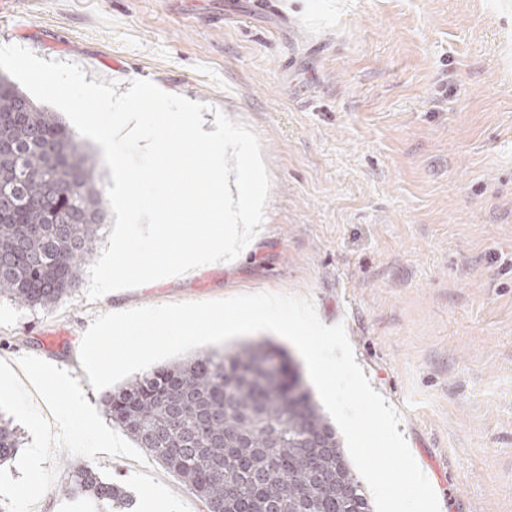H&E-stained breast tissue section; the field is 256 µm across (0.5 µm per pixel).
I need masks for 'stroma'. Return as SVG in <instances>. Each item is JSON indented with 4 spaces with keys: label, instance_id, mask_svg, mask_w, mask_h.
Returning a JSON list of instances; mask_svg holds the SVG:
<instances>
[{
    "label": "stroma",
    "instance_id": "1",
    "mask_svg": "<svg viewBox=\"0 0 512 512\" xmlns=\"http://www.w3.org/2000/svg\"><path fill=\"white\" fill-rule=\"evenodd\" d=\"M0 0V45L127 91L147 77L251 128L263 230L227 264L52 311L0 300V384L23 448L0 512H124L60 489L85 461L131 512H204L107 419L79 360L95 316L241 294L310 300L343 325L440 512H512V0ZM94 414L99 431L84 430ZM121 441L112 453L103 436Z\"/></svg>",
    "mask_w": 512,
    "mask_h": 512
}]
</instances>
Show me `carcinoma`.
<instances>
[{
    "instance_id": "obj_1",
    "label": "carcinoma",
    "mask_w": 512,
    "mask_h": 512,
    "mask_svg": "<svg viewBox=\"0 0 512 512\" xmlns=\"http://www.w3.org/2000/svg\"><path fill=\"white\" fill-rule=\"evenodd\" d=\"M96 162L55 113L0 74V298L52 310L75 290L104 229ZM279 359L281 372L258 362ZM105 411L207 512H372L336 429L299 367L264 341L146 371L106 393ZM21 436L0 418V465ZM348 495H336V479ZM62 491L123 500L85 462Z\"/></svg>"
}]
</instances>
